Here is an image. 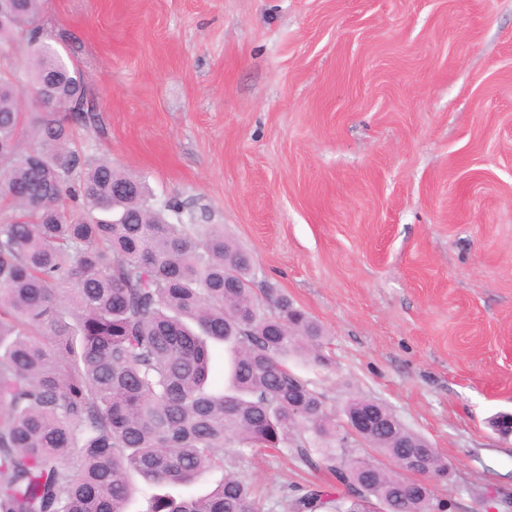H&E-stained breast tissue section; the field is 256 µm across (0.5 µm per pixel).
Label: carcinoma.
<instances>
[{"mask_svg": "<svg viewBox=\"0 0 512 512\" xmlns=\"http://www.w3.org/2000/svg\"><path fill=\"white\" fill-rule=\"evenodd\" d=\"M40 3L0 0V46L23 31L29 53L25 83L0 76V512H127L134 476L188 488L214 469L209 495L154 493L144 512H262L235 467L281 447L345 488L287 484L283 512H445L448 459L374 399L341 415L382 426L341 433L289 366L327 367L321 325L270 287L265 308L223 225L171 223L180 202L157 207L144 180L70 148L84 82L39 40ZM215 344L229 355L219 385ZM412 451L438 457L433 475L404 476Z\"/></svg>", "mask_w": 512, "mask_h": 512, "instance_id": "obj_1", "label": "carcinoma"}]
</instances>
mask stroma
Segmentation results:
<instances>
[{
    "mask_svg": "<svg viewBox=\"0 0 512 512\" xmlns=\"http://www.w3.org/2000/svg\"><path fill=\"white\" fill-rule=\"evenodd\" d=\"M76 149L220 224L362 395L445 455L447 512H512V0H42ZM332 485L289 449L241 470Z\"/></svg>",
    "mask_w": 512,
    "mask_h": 512,
    "instance_id": "35a3bbf8",
    "label": "stroma"
}]
</instances>
